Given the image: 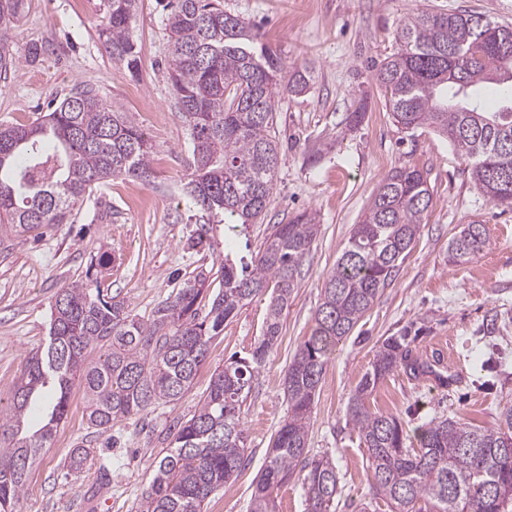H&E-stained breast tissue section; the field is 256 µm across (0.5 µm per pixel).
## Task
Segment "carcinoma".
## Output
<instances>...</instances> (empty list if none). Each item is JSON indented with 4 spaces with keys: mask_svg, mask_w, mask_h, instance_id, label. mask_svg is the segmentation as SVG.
Returning <instances> with one entry per match:
<instances>
[{
    "mask_svg": "<svg viewBox=\"0 0 512 512\" xmlns=\"http://www.w3.org/2000/svg\"><path fill=\"white\" fill-rule=\"evenodd\" d=\"M139 0H104L98 39L131 74L141 57L132 22ZM170 53L169 80L192 156L183 195L200 212L192 246L207 244L210 225L254 224L275 188L279 141L273 112L283 92L307 88L263 35L222 0H158ZM23 0H0V45ZM398 48L372 65L386 107L403 129H433L470 164L490 203L512 207V41L497 23L468 12L406 14ZM154 146L133 115L92 88L72 91L30 124L0 123V243L6 232L71 224L86 197L118 177L148 181ZM432 203L422 172L391 170L324 278L310 336L284 379L288 417L255 480L250 512H276L273 492L298 477L308 512H332L339 477L329 456H309L308 431L325 367L337 344L372 308L411 250ZM317 235L306 211L278 224L249 262L225 254L222 287L202 311L207 276L199 272L144 321L125 300L104 294L102 270L60 289L48 342L26 360L10 403L0 408V512H17L29 472L50 447L68 411L73 384L84 392L88 423L105 431L155 404L184 396L209 358L210 339L255 297L270 294L262 335L250 357L214 370L198 409L158 458L139 512H204L212 494L245 463L241 407L280 335V319ZM490 245L484 225L466 224L448 245V261L476 257ZM406 336L385 338L357 384L347 417L367 448L373 498L391 512H512V406L495 428L433 418L409 437L399 419L371 413L365 396L398 367H408ZM51 411L19 436L35 394Z\"/></svg>",
    "mask_w": 512,
    "mask_h": 512,
    "instance_id": "carcinoma-1",
    "label": "carcinoma"
}]
</instances>
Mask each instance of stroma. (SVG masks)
I'll use <instances>...</instances> for the list:
<instances>
[{"label":"stroma","mask_w":512,"mask_h":512,"mask_svg":"<svg viewBox=\"0 0 512 512\" xmlns=\"http://www.w3.org/2000/svg\"><path fill=\"white\" fill-rule=\"evenodd\" d=\"M262 34L289 66H308L309 88L283 95L276 112L282 148L276 187L262 222L239 235L225 226L208 249L192 248L196 212L182 195L188 168V132L178 117L166 70L168 44L157 0H141L133 33L141 72L112 63L99 40V0H24L5 53L14 66L0 81V123L33 122L53 99L74 88H95L132 112L154 144L151 183L112 179L84 201L74 223L52 232L10 235L0 254V406H6L28 356L42 349L50 305L63 286L87 278L106 260L103 285L123 298L132 315L147 319L183 280L204 271L221 280V255L251 259L276 225L314 212L317 237L298 286L281 317L278 344L262 363L242 405L247 461L237 479L216 491L206 512H249L252 483L287 416L283 377L307 339L323 280L333 269L372 192L391 170L423 172L432 205L392 282L329 361L309 428L311 454H329L340 478L336 512H390L372 500L366 450L346 416L357 384L377 346L389 336L413 335L412 354L444 359L456 383L438 387L398 368L365 400L368 410L396 416L406 431L432 418L495 426L512 406V207L492 205L472 183L468 161L429 129L394 125L368 61H383L396 46L400 19L413 11H468L512 24V0H224ZM45 45L26 61L29 45ZM366 100L354 129L346 113ZM481 222L490 246L455 264L448 245L462 225ZM268 295L255 297L210 341L209 359L181 399L152 407L101 431L90 427L84 395L72 387L66 418L29 473L21 512H91L100 480H107L104 512H136L158 452L176 423L190 419L212 373L231 355L249 356L263 328ZM89 448L85 469L72 472L73 448Z\"/></svg>","instance_id":"obj_1"}]
</instances>
